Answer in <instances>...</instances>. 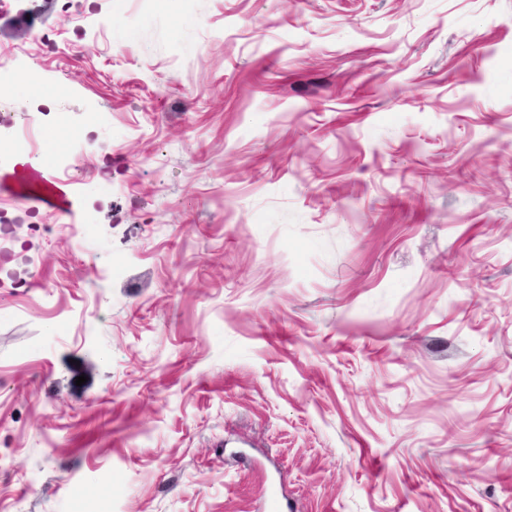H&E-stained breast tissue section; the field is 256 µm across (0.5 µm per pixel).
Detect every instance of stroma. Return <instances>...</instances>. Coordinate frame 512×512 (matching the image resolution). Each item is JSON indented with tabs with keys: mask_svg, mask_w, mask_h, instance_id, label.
<instances>
[{
	"mask_svg": "<svg viewBox=\"0 0 512 512\" xmlns=\"http://www.w3.org/2000/svg\"><path fill=\"white\" fill-rule=\"evenodd\" d=\"M1 52L0 512H512V0H7ZM30 175L41 181L44 186V196L59 202L67 201L69 197L68 182L52 176H44L40 171H31Z\"/></svg>",
	"mask_w": 512,
	"mask_h": 512,
	"instance_id": "1",
	"label": "stroma"
}]
</instances>
